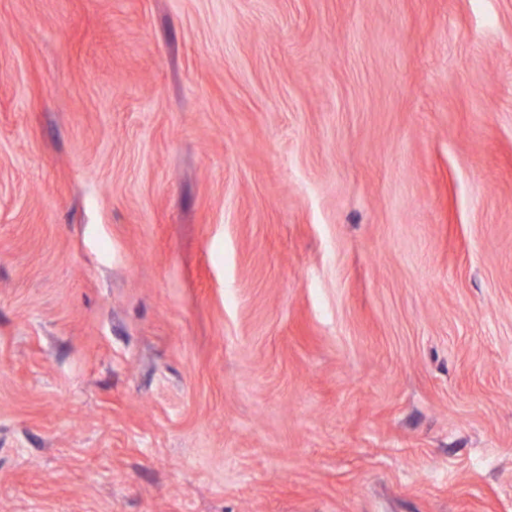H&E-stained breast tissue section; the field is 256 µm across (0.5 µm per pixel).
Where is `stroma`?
I'll return each mask as SVG.
<instances>
[{
    "instance_id": "1",
    "label": "stroma",
    "mask_w": 512,
    "mask_h": 512,
    "mask_svg": "<svg viewBox=\"0 0 512 512\" xmlns=\"http://www.w3.org/2000/svg\"><path fill=\"white\" fill-rule=\"evenodd\" d=\"M0 512H512V0H0Z\"/></svg>"
}]
</instances>
